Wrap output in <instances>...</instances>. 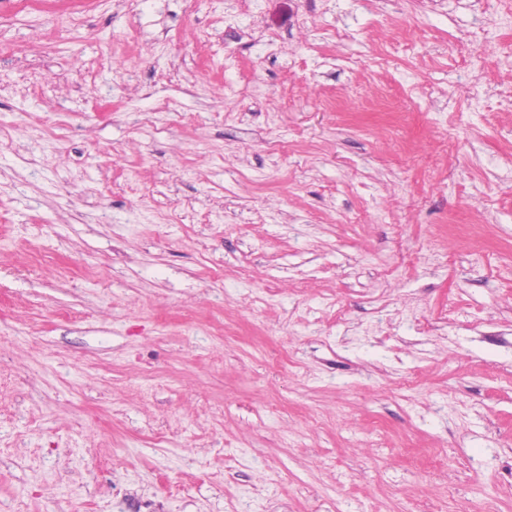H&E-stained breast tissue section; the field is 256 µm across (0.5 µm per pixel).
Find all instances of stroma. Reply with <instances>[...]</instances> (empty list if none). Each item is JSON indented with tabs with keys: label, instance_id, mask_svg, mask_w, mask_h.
Masks as SVG:
<instances>
[{
	"label": "stroma",
	"instance_id": "1",
	"mask_svg": "<svg viewBox=\"0 0 512 512\" xmlns=\"http://www.w3.org/2000/svg\"><path fill=\"white\" fill-rule=\"evenodd\" d=\"M0 512H512V0H0Z\"/></svg>",
	"mask_w": 512,
	"mask_h": 512
}]
</instances>
